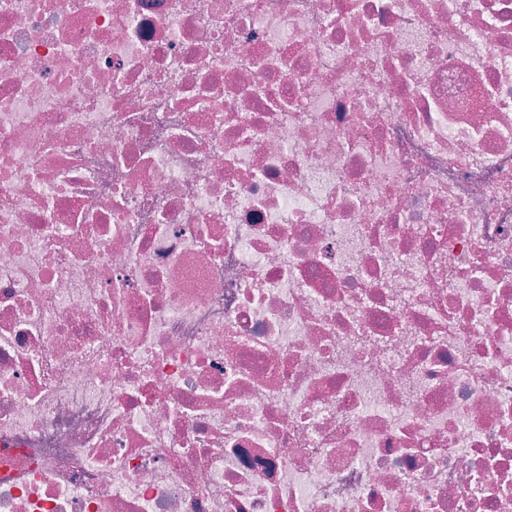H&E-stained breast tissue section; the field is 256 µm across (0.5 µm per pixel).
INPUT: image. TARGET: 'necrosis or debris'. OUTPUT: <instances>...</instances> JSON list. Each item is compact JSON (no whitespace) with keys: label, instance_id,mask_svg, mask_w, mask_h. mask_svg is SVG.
<instances>
[{"label":"necrosis or debris","instance_id":"obj_1","mask_svg":"<svg viewBox=\"0 0 512 512\" xmlns=\"http://www.w3.org/2000/svg\"><path fill=\"white\" fill-rule=\"evenodd\" d=\"M0 512H512V0H0Z\"/></svg>","mask_w":512,"mask_h":512}]
</instances>
